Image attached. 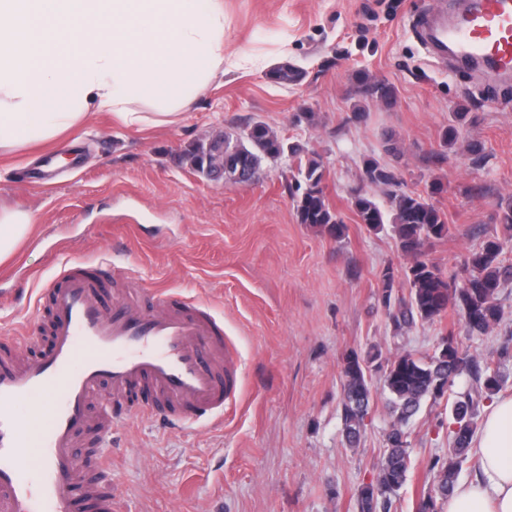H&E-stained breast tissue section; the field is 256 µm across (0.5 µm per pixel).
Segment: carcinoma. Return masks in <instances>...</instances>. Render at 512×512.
<instances>
[{
  "label": "carcinoma",
  "mask_w": 512,
  "mask_h": 512,
  "mask_svg": "<svg viewBox=\"0 0 512 512\" xmlns=\"http://www.w3.org/2000/svg\"><path fill=\"white\" fill-rule=\"evenodd\" d=\"M272 76L278 84L294 85L301 81L303 73L283 64L272 70ZM359 83L366 94L387 106L396 100L394 87L385 81L373 80L363 73ZM285 154L297 161V174L288 181L286 190L298 222L315 226L336 240L343 238L346 224L326 198L324 166L318 155L298 141L279 140L265 122H252L236 137L224 136V173L234 175L240 166L255 171L263 160H275ZM364 167L367 175L378 173V177L369 179L371 183L399 184L395 174L376 160H367ZM442 192L443 185L438 181L424 195L395 192L391 194L394 208L390 215L365 193L354 194L352 205L358 223L367 228L377 231L386 224L391 225L401 252L410 259L404 270L408 294L394 292L392 269L382 274L381 300L396 326L412 328L419 323H430L452 309L468 335H485L503 320L498 296L502 286L512 279V262H506L503 243L496 237L486 239L477 250L465 256L458 272L447 274L430 261L426 257L427 247L448 237L449 232L447 214L431 202L432 196ZM444 341L447 345L430 358L412 353L384 358L377 350L365 358L350 353L343 360V435L348 444L357 446L366 432L371 372L380 374L395 415V422L385 435L383 454L374 464L376 474L356 491L359 512H391L410 465V441L405 427L427 400L433 404L443 399L450 402L455 428L448 434V460L433 462L437 468V489L421 498L418 512H440L438 501L448 498L458 471L470 458L469 448L478 428L480 407L500 391L501 378L492 368L494 361L470 352L453 333H448ZM462 375L468 377V386L456 392L455 379Z\"/></svg>",
  "instance_id": "carcinoma-1"
}]
</instances>
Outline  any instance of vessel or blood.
Here are the masks:
<instances>
[{
    "label": "vessel or blood",
    "mask_w": 512,
    "mask_h": 512,
    "mask_svg": "<svg viewBox=\"0 0 512 512\" xmlns=\"http://www.w3.org/2000/svg\"><path fill=\"white\" fill-rule=\"evenodd\" d=\"M433 57L512 75V0H467L455 19L420 28ZM116 286L112 303L100 290ZM39 318L18 341L48 349L25 362L0 354V512H71L80 487L78 438L89 405L110 386L113 407L126 411L139 390L154 393L149 416L198 422L223 415L235 399L240 364L224 328L200 303L172 300L140 278L115 270L110 257L95 269L66 262L38 289Z\"/></svg>",
    "instance_id": "1"
}]
</instances>
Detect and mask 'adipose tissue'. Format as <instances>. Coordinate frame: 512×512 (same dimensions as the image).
I'll use <instances>...</instances> for the list:
<instances>
[{"instance_id": "1", "label": "adipose tissue", "mask_w": 512, "mask_h": 512, "mask_svg": "<svg viewBox=\"0 0 512 512\" xmlns=\"http://www.w3.org/2000/svg\"><path fill=\"white\" fill-rule=\"evenodd\" d=\"M223 69L224 0H0V150L53 142L101 112L126 129L175 122ZM34 222L0 208V261ZM470 453L479 471L446 512H512V395L486 409Z\"/></svg>"}]
</instances>
